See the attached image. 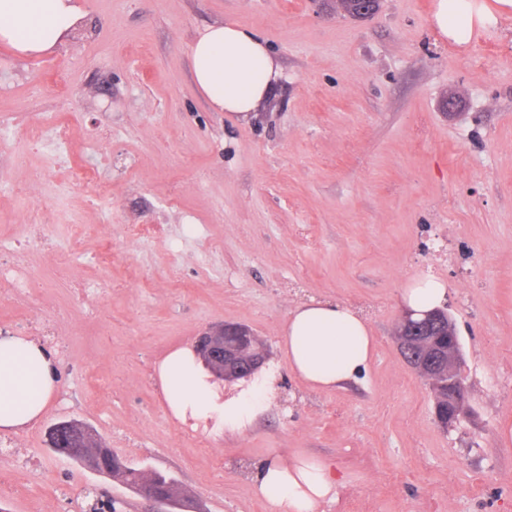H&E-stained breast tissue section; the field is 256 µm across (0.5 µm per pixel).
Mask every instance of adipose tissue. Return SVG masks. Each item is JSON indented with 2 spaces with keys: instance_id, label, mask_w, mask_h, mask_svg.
I'll return each instance as SVG.
<instances>
[{
  "instance_id": "adipose-tissue-1",
  "label": "adipose tissue",
  "mask_w": 512,
  "mask_h": 512,
  "mask_svg": "<svg viewBox=\"0 0 512 512\" xmlns=\"http://www.w3.org/2000/svg\"><path fill=\"white\" fill-rule=\"evenodd\" d=\"M512 15V0H437L432 23L454 44ZM84 18L79 0H0V42L23 58L63 46ZM194 82L208 103L232 119H246L269 98L282 77L269 49L252 31L209 26L191 49ZM448 285L431 275L411 278L400 293L405 311L420 317L438 308ZM281 347L291 371L315 390H331L362 376L373 356L374 338L350 306L312 301L293 309ZM171 416L192 428L241 433L275 395L266 367L222 392L194 351L179 347L154 368ZM51 352L35 341L0 336V430L35 422L57 389ZM253 490L270 512H318L336 493L331 463L312 457H265L253 467Z\"/></svg>"
}]
</instances>
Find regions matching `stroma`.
Segmentation results:
<instances>
[{
	"instance_id": "1",
	"label": "stroma",
	"mask_w": 512,
	"mask_h": 512,
	"mask_svg": "<svg viewBox=\"0 0 512 512\" xmlns=\"http://www.w3.org/2000/svg\"><path fill=\"white\" fill-rule=\"evenodd\" d=\"M435 0H382L357 20L336 0H83L57 52L0 45V239L28 237L29 212L68 247L101 224L111 266L86 237L59 281L41 239L28 262L36 307L66 347L40 421L0 444V512H72L90 492L118 512L149 506L46 445L55 422L91 426L142 472L173 477L201 512H268L249 465L278 452L331 461L320 512H512V17L459 46L431 25ZM256 32L283 77L248 119L212 109L190 51L203 28ZM70 113L77 135L112 133V199L89 205L29 126ZM132 224L157 232L132 240ZM448 283L473 414L439 426L428 382L395 340L407 279ZM357 309L376 346L363 379L307 388L279 343L310 300ZM222 323L249 326L275 365L277 401L242 434L172 418L154 367Z\"/></svg>"
}]
</instances>
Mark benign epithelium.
Instances as JSON below:
<instances>
[{
    "label": "benign epithelium",
    "mask_w": 512,
    "mask_h": 512,
    "mask_svg": "<svg viewBox=\"0 0 512 512\" xmlns=\"http://www.w3.org/2000/svg\"><path fill=\"white\" fill-rule=\"evenodd\" d=\"M340 11L349 17L368 19L378 13V0H344ZM445 327L448 328L447 348L430 349L423 359L418 360L412 356L407 358V362L425 379L432 376L438 363L446 362L448 397L445 400L446 412L440 423L449 429L465 417L468 391L464 389L458 374L461 342L448 310L426 314L419 321L411 319L408 314L404 315L400 331L396 333V343L402 353L406 354L412 336L433 337ZM258 344L259 338L251 328L234 323L217 325L196 341L202 362L215 379L223 382L248 377L259 368L264 360V351L258 348ZM47 444L53 451L85 463L87 470L100 473L93 459L102 454L105 445L90 426L74 420L57 423L49 430ZM138 493L150 503L161 506L158 512H165L167 507H189L185 499L179 498L176 483L172 479L161 484L152 475L138 488Z\"/></svg>",
    "instance_id": "1"
}]
</instances>
